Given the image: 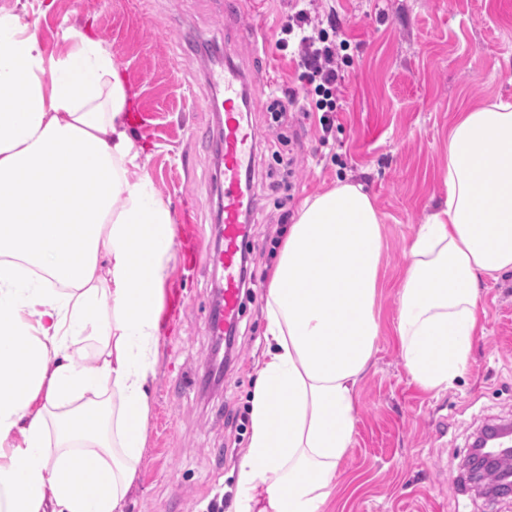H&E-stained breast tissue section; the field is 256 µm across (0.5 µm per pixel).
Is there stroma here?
Instances as JSON below:
<instances>
[{"instance_id": "1", "label": "stroma", "mask_w": 512, "mask_h": 512, "mask_svg": "<svg viewBox=\"0 0 512 512\" xmlns=\"http://www.w3.org/2000/svg\"><path fill=\"white\" fill-rule=\"evenodd\" d=\"M56 0L38 17L48 49L73 27L110 47L133 93L131 125L150 155L147 172L175 220L176 250L216 244L224 183L217 143L223 112L209 103V65L201 48L219 46L246 75L266 72L273 93L301 91L293 48L277 44L299 9L310 25L334 16L350 42L340 67L334 146L322 145L316 114L295 105L289 123L269 107L253 115L259 137L283 134L277 149L257 145L247 244L253 297L244 298L235 347L222 384L186 383L204 375L216 344L211 310L222 268L183 276L171 260L164 284L159 354L138 475L124 512H233L239 462L250 435L248 399L261 358L268 252L305 198L340 183L362 185L382 219L380 333L356 397L353 442L336 472L325 512H512V495L490 501L467 481L461 461L484 423L512 418V276L482 288L485 333L471 366L443 390L408 374L396 332L407 249L446 194L448 126L458 113L512 103V0H247L237 16L224 0ZM262 26L267 55L252 49ZM295 167H288V159Z\"/></svg>"}]
</instances>
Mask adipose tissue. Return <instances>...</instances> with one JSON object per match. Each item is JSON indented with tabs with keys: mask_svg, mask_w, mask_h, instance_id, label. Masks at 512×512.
I'll return each mask as SVG.
<instances>
[{
	"mask_svg": "<svg viewBox=\"0 0 512 512\" xmlns=\"http://www.w3.org/2000/svg\"><path fill=\"white\" fill-rule=\"evenodd\" d=\"M57 53L0 8V512H123L145 444L170 208L126 121L106 43ZM447 198L408 248L397 334L447 387L482 335L481 287L512 274V104L448 128ZM382 225L360 187L304 199L272 271L235 512H324L379 331Z\"/></svg>",
	"mask_w": 512,
	"mask_h": 512,
	"instance_id": "adipose-tissue-1",
	"label": "adipose tissue"
}]
</instances>
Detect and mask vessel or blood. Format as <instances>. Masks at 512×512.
Here are the masks:
<instances>
[{
  "instance_id": "vessel-or-blood-1",
  "label": "vessel or blood",
  "mask_w": 512,
  "mask_h": 512,
  "mask_svg": "<svg viewBox=\"0 0 512 512\" xmlns=\"http://www.w3.org/2000/svg\"><path fill=\"white\" fill-rule=\"evenodd\" d=\"M212 88L224 90V248L201 254L186 249L181 254L185 271L191 272L200 264L223 267L224 287L220 291V304L212 319L216 340H223L230 329L236 328L241 288L242 238L251 210L248 189L250 169L257 138L251 121L258 100L266 95L270 84L258 76L252 86H245L239 68L225 62L220 69L209 72Z\"/></svg>"
}]
</instances>
